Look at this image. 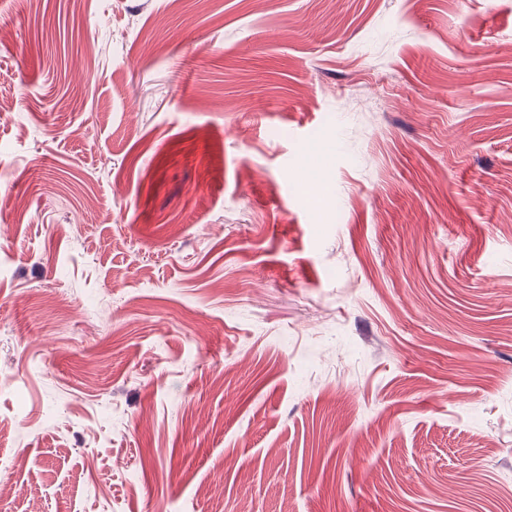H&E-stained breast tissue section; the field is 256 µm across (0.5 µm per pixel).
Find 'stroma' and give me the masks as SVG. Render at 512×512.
<instances>
[{
	"instance_id": "1",
	"label": "stroma",
	"mask_w": 512,
	"mask_h": 512,
	"mask_svg": "<svg viewBox=\"0 0 512 512\" xmlns=\"http://www.w3.org/2000/svg\"><path fill=\"white\" fill-rule=\"evenodd\" d=\"M1 17L0 512H512V0Z\"/></svg>"
}]
</instances>
